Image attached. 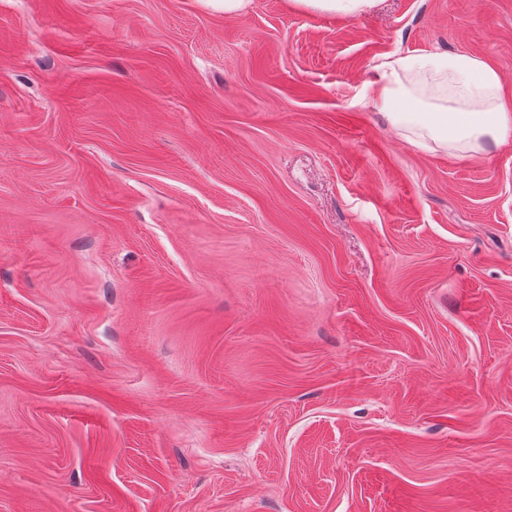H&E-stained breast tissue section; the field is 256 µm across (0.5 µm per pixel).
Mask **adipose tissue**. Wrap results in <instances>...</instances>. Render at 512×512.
Here are the masks:
<instances>
[{
  "instance_id": "adipose-tissue-1",
  "label": "adipose tissue",
  "mask_w": 512,
  "mask_h": 512,
  "mask_svg": "<svg viewBox=\"0 0 512 512\" xmlns=\"http://www.w3.org/2000/svg\"><path fill=\"white\" fill-rule=\"evenodd\" d=\"M375 107L395 129L415 128L420 145L479 152L512 132V107L500 95V78L485 61L466 53L392 54L368 85ZM447 95L452 108L429 111L422 102Z\"/></svg>"
}]
</instances>
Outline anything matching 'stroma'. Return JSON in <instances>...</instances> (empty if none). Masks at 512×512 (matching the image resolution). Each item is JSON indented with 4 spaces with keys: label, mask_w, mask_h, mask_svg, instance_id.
<instances>
[{
    "label": "stroma",
    "mask_w": 512,
    "mask_h": 512,
    "mask_svg": "<svg viewBox=\"0 0 512 512\" xmlns=\"http://www.w3.org/2000/svg\"><path fill=\"white\" fill-rule=\"evenodd\" d=\"M512 0H0V512H512V134L365 95ZM293 2L315 12L355 16L374 8L378 0H293Z\"/></svg>",
    "instance_id": "stroma-1"
}]
</instances>
